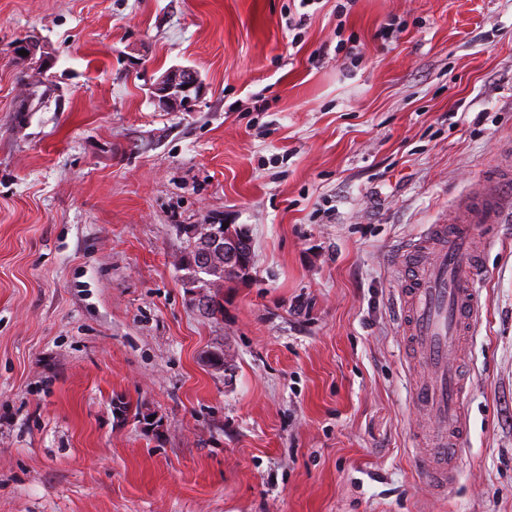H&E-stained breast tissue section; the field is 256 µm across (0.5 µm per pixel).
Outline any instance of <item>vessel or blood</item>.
<instances>
[{
  "instance_id": "b4317fda",
  "label": "vessel or blood",
  "mask_w": 512,
  "mask_h": 512,
  "mask_svg": "<svg viewBox=\"0 0 512 512\" xmlns=\"http://www.w3.org/2000/svg\"><path fill=\"white\" fill-rule=\"evenodd\" d=\"M510 184L512 175L501 173L479 186L462 199V220L432 225L426 241L406 251L412 277L401 290L404 345L431 375L416 390L415 401L441 424L418 464L442 496L456 485L469 430L465 402L470 374L458 358L481 310L477 284L482 256L495 245L502 218L512 209V194L506 191Z\"/></svg>"
}]
</instances>
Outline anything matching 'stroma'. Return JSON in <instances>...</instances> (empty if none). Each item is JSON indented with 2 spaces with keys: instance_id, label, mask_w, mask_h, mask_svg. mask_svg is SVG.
Instances as JSON below:
<instances>
[{
  "instance_id": "obj_1",
  "label": "stroma",
  "mask_w": 512,
  "mask_h": 512,
  "mask_svg": "<svg viewBox=\"0 0 512 512\" xmlns=\"http://www.w3.org/2000/svg\"><path fill=\"white\" fill-rule=\"evenodd\" d=\"M337 3L0 0V512H512V220L445 500L398 295L409 244L512 170V0ZM175 66L187 112L152 98ZM193 224L254 241L217 317ZM16 46L21 47V49L15 51L14 54L16 56L31 61L39 68L49 70L54 66L56 62L55 58L48 51H46L47 48L39 40L26 39L16 44ZM22 49H25L26 52H28V55H19L18 51ZM203 82L191 66L166 71L152 87L153 99L168 112H180L203 92Z\"/></svg>"
}]
</instances>
